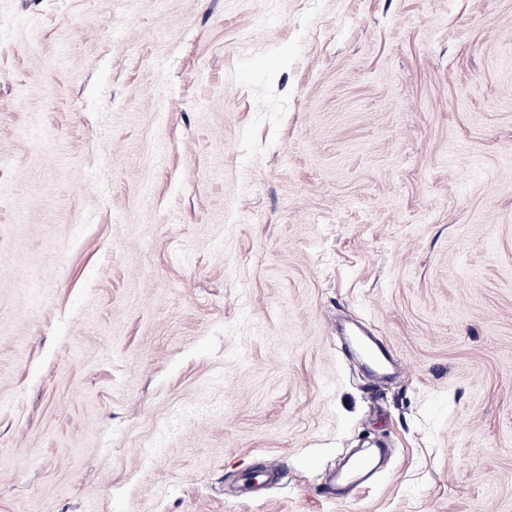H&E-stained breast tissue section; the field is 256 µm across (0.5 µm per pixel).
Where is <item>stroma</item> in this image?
<instances>
[{
  "label": "stroma",
  "instance_id": "stroma-1",
  "mask_svg": "<svg viewBox=\"0 0 512 512\" xmlns=\"http://www.w3.org/2000/svg\"><path fill=\"white\" fill-rule=\"evenodd\" d=\"M0 512H512V0H0ZM346 336L372 372L384 374L392 366V357L385 347L360 327L351 328Z\"/></svg>",
  "mask_w": 512,
  "mask_h": 512
}]
</instances>
